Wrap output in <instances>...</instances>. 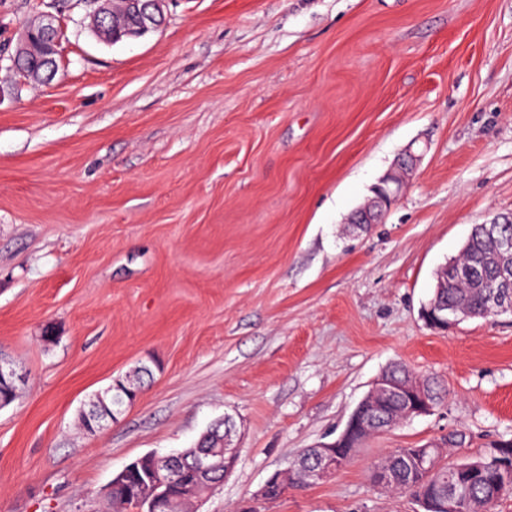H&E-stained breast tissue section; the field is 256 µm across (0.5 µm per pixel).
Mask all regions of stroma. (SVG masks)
Returning <instances> with one entry per match:
<instances>
[{
	"label": "stroma",
	"mask_w": 512,
	"mask_h": 512,
	"mask_svg": "<svg viewBox=\"0 0 512 512\" xmlns=\"http://www.w3.org/2000/svg\"><path fill=\"white\" fill-rule=\"evenodd\" d=\"M62 30L46 85L22 26ZM89 0H0V512H104L135 459L232 416L239 459L197 512H417L367 474L395 448L456 464L512 438V314L420 317L475 225L512 213V0H167L100 41ZM421 153L380 223L352 213ZM448 386L334 477L255 502L333 441L388 367ZM154 378L90 433L84 402ZM463 442H453L454 434ZM123 0H114L116 5L117 13L121 14L123 8ZM165 0H129L128 5L136 9L137 12L143 14V22L139 27L137 26V16L133 13L130 8H125L124 12L119 18H116L118 24L121 26L120 30H125V36L129 38H136L144 35L150 30L158 28L163 19V7ZM155 15H158L160 19L157 21ZM136 27V28H133ZM125 36H121L115 41L120 42L125 39ZM57 30V19L51 13H44L27 21L23 28L21 41L16 50L14 61L18 56L29 51L31 46V37L35 31H38L43 38L42 47L47 55H51L53 46L55 45V33ZM15 67L20 73L24 72L23 76L30 77L38 82L42 81L41 78L48 72V67L43 60L42 54L34 47L31 52L18 58ZM19 382H22V376L17 373L10 362L0 357V390L5 388L9 391V396L6 399L1 397L0 392V409L12 403L17 394Z\"/></svg>",
	"instance_id": "stroma-1"
}]
</instances>
